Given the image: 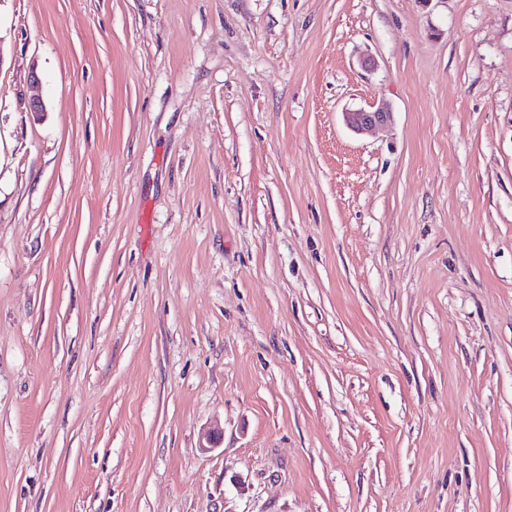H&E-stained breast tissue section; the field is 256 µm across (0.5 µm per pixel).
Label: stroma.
Here are the masks:
<instances>
[{
  "mask_svg": "<svg viewBox=\"0 0 512 512\" xmlns=\"http://www.w3.org/2000/svg\"><path fill=\"white\" fill-rule=\"evenodd\" d=\"M0 512H512V0H0ZM373 109H358L352 112H345L347 125L356 131L368 130L371 128L386 125L390 122L391 112L383 106Z\"/></svg>",
  "mask_w": 512,
  "mask_h": 512,
  "instance_id": "stroma-1",
  "label": "stroma"
}]
</instances>
